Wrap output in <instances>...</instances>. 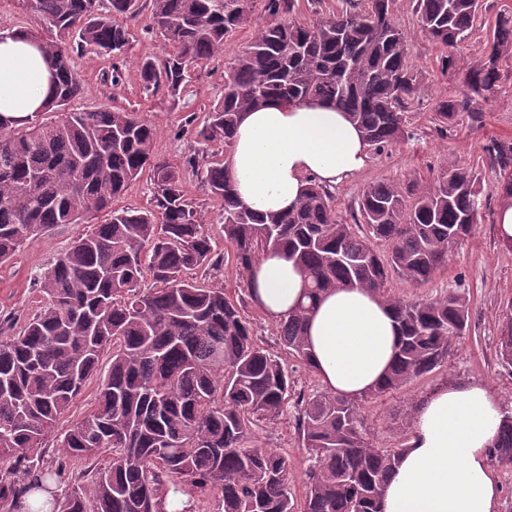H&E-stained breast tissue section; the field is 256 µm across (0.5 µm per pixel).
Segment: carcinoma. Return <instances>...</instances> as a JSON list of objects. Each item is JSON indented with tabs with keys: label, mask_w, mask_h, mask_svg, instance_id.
I'll use <instances>...</instances> for the list:
<instances>
[{
	"label": "carcinoma",
	"mask_w": 512,
	"mask_h": 512,
	"mask_svg": "<svg viewBox=\"0 0 512 512\" xmlns=\"http://www.w3.org/2000/svg\"><path fill=\"white\" fill-rule=\"evenodd\" d=\"M139 0H22L35 27L24 33L42 50L51 73L50 102L32 119L0 115V263L57 224L109 219L76 240L43 273L45 304L14 336H0V457L17 466L0 472V504L20 512L21 497L61 475L45 453L27 454L97 373L112 362L95 405L58 437L65 458L99 455L109 462L74 474L53 512H195V497L222 492L217 512H382L386 483L405 446L382 448L363 432L357 401L330 393L298 397L295 431L309 455L306 490L291 489L288 456L252 444L253 426L278 417L293 392L288 368L254 338L250 322L224 287L186 277L228 260L249 272L268 250L288 248L307 278L309 304L279 322L289 354L310 366L308 314L323 293L366 288L393 309L401 330L382 394L425 378L448 363L468 330L470 301L453 291L411 301L385 293L393 275L424 286L448 265V252L473 230L482 182L471 166L451 163L432 187L416 180L377 182L363 190L347 222L332 192L308 186L291 211L258 214L238 199L215 151L188 161L219 202L224 245L214 239L184 193L178 166L155 153L156 129L124 107L71 112L86 83L75 49L122 56L127 21ZM148 27L166 48L137 65L143 91L176 99L197 65L224 54L236 30L256 22L255 37L237 51L224 96L196 137L232 150L240 114L253 107L317 100L347 112L377 153L408 135L406 112L419 98L407 39L392 0H344L313 24L296 21L297 0H150ZM422 32L445 49L484 24L481 0H416ZM512 56V13L489 25L481 56L466 70L458 98L439 104L436 120L480 119L479 103L501 93V64ZM484 152L495 189L512 199V142ZM150 171L151 207L115 209L113 202ZM152 287H144L146 281ZM512 364V303L500 336ZM495 462L512 466V411L504 410Z\"/></svg>",
	"instance_id": "cac0c4a2"
}]
</instances>
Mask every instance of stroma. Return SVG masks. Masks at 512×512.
<instances>
[{
    "mask_svg": "<svg viewBox=\"0 0 512 512\" xmlns=\"http://www.w3.org/2000/svg\"><path fill=\"white\" fill-rule=\"evenodd\" d=\"M138 16L129 21L131 46L125 56L115 58L86 49L74 56L78 72L87 84L84 97L70 103L73 112L102 107H125L141 113L157 131L155 151L171 163L183 164L195 146V125L202 122L208 109L224 94V73L235 51L247 45L253 27L238 29L228 41L224 55L195 69L191 90L173 100L164 94L143 93L136 63L146 56L161 53L159 39L147 30L150 0H140ZM393 17L405 33L410 58L420 81V94L407 114L408 140L382 153L371 154L367 167L349 182L333 188L334 206L341 218H349L362 191L384 181L409 179L433 184L449 163L476 167L484 177L483 218L471 236L448 255V266L432 282L416 288L399 277H392L390 294L408 300L432 298L448 290L464 293L470 300L467 333L457 340L445 367L415 380L400 389L380 396L361 398L359 405L367 436L383 447L407 443L417 405L435 387L451 382L484 384L512 406V365L498 353V336L505 323L506 306L512 300V249L501 245L495 233V219L504 200L493 187L494 175L487 166L483 148L491 139H512V59L502 64L507 87L482 106V119L473 123L457 120L453 126L436 122L439 102L458 95L462 76L480 56L486 43L485 28H478L471 38L454 52L455 67L443 68L444 49L422 32L415 13V0H393ZM120 65L123 79L112 83V67ZM87 224H59L43 239L26 245L10 261L0 264V324L20 330L26 320L42 307L44 298L39 279L59 254L89 233ZM194 278L224 286L249 320L253 333L264 347L279 356L288 351L278 336V324L254 304L245 272L227 262L216 270L193 273ZM293 407H286L279 419L260 422L254 429L253 442L288 455L292 488L303 494L308 470L307 454L299 448L293 428Z\"/></svg>",
    "mask_w": 512,
    "mask_h": 512,
    "instance_id": "stroma-1",
    "label": "stroma"
}]
</instances>
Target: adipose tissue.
<instances>
[{
  "mask_svg": "<svg viewBox=\"0 0 512 512\" xmlns=\"http://www.w3.org/2000/svg\"><path fill=\"white\" fill-rule=\"evenodd\" d=\"M49 98L48 66L33 41L0 35V114L25 118ZM368 158L347 114L319 102H274L241 115L227 166L239 200L266 215L296 205L309 180L327 187L348 181ZM251 283L254 303L273 321L305 300L304 274L285 249L262 254ZM398 342L390 306L364 288L330 291L309 314V360L335 395L357 399L377 389ZM502 411L500 397L480 383L445 384L428 394L385 489L383 512H491L498 484L489 450Z\"/></svg>",
  "mask_w": 512,
  "mask_h": 512,
  "instance_id": "ef3b65f1",
  "label": "adipose tissue"
}]
</instances>
